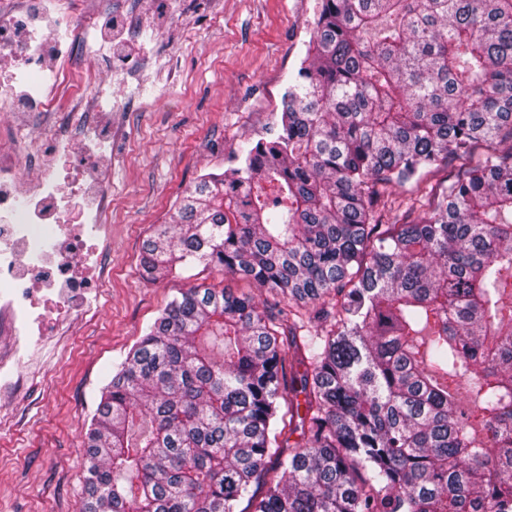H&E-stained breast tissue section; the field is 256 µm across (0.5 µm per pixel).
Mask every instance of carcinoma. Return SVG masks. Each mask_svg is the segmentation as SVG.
Returning a JSON list of instances; mask_svg holds the SVG:
<instances>
[{
    "instance_id": "1",
    "label": "carcinoma",
    "mask_w": 512,
    "mask_h": 512,
    "mask_svg": "<svg viewBox=\"0 0 512 512\" xmlns=\"http://www.w3.org/2000/svg\"><path fill=\"white\" fill-rule=\"evenodd\" d=\"M280 121L142 268L285 306L166 305L102 391L80 512H512V0H320Z\"/></svg>"
}]
</instances>
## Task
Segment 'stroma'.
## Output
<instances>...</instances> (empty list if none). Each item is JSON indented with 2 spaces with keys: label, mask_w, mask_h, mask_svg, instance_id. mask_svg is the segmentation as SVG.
<instances>
[{
  "label": "stroma",
  "mask_w": 512,
  "mask_h": 512,
  "mask_svg": "<svg viewBox=\"0 0 512 512\" xmlns=\"http://www.w3.org/2000/svg\"><path fill=\"white\" fill-rule=\"evenodd\" d=\"M319 0H112L101 35L134 54L112 66V90L139 91L132 111L102 113L112 133V184L98 251L112 282L96 315L48 324L0 398V512H79L86 421L114 364L164 307L194 284L269 293L194 265L147 280L142 243L169 220L198 176L237 166L246 141L274 138L290 75L306 52Z\"/></svg>",
  "instance_id": "35a3bbf8"
}]
</instances>
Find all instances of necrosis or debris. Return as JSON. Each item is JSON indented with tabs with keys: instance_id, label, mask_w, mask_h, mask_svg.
Returning a JSON list of instances; mask_svg holds the SVG:
<instances>
[{
	"instance_id": "obj_1",
	"label": "necrosis or debris",
	"mask_w": 512,
	"mask_h": 512,
	"mask_svg": "<svg viewBox=\"0 0 512 512\" xmlns=\"http://www.w3.org/2000/svg\"><path fill=\"white\" fill-rule=\"evenodd\" d=\"M29 10L23 38L0 32V59L10 58L8 79L0 80V120L9 123L13 137L0 146V187L9 186L0 201V365L15 364L32 343L31 327L94 312L96 301L76 304L61 277L77 268L99 265L93 242L107 238L109 228L100 214L112 200L107 181L84 184L81 169L71 159L88 153L99 162L112 156V140L102 135L95 113L113 106L112 72L88 71L86 95L61 100L52 86L42 85V64L35 58L46 48L55 53L49 66L58 82L71 68L67 23L82 0H27ZM29 107L56 113L54 123L29 127L15 123L17 93ZM27 160L26 178L17 175L19 160Z\"/></svg>"
}]
</instances>
